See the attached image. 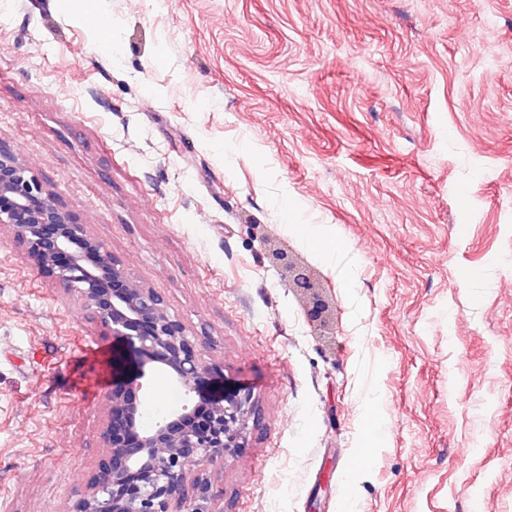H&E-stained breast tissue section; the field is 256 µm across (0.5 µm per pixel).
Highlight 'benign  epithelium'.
<instances>
[{"mask_svg":"<svg viewBox=\"0 0 512 512\" xmlns=\"http://www.w3.org/2000/svg\"><path fill=\"white\" fill-rule=\"evenodd\" d=\"M0 224L10 228L13 241L45 276L80 303L89 320L124 344L138 367L125 389L104 397L103 458L66 512H218L206 470L225 451L243 447L258 410L254 395L238 390L199 396L215 364L197 337L1 141ZM264 244L282 278L305 300L314 328L322 336L334 335L331 303L320 281L289 250L268 239ZM148 368L165 371L185 395L196 398L146 427L137 393L148 388Z\"/></svg>","mask_w":512,"mask_h":512,"instance_id":"1","label":"benign epithelium"}]
</instances>
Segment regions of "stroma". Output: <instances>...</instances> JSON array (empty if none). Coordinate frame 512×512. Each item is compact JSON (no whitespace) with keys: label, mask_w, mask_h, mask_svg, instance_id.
<instances>
[{"label":"stroma","mask_w":512,"mask_h":512,"mask_svg":"<svg viewBox=\"0 0 512 512\" xmlns=\"http://www.w3.org/2000/svg\"><path fill=\"white\" fill-rule=\"evenodd\" d=\"M108 9L0 0V140L222 364L207 395L253 391L217 506L512 512V0ZM122 348L0 225V512H67ZM289 228L304 238L317 252L325 253L324 237L318 224H301L295 218H291ZM263 242L268 245L269 259L282 278L305 300L308 320L320 331L319 336H334L331 303L320 281L289 250L276 246L269 239H263Z\"/></svg>","instance_id":"obj_1"}]
</instances>
